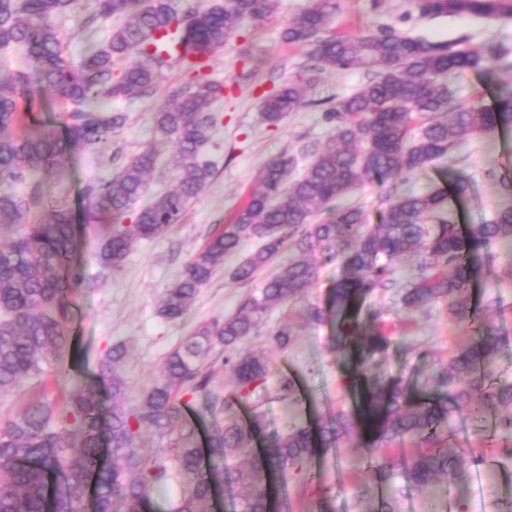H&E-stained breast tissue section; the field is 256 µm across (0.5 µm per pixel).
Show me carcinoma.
Segmentation results:
<instances>
[{
    "mask_svg": "<svg viewBox=\"0 0 512 512\" xmlns=\"http://www.w3.org/2000/svg\"><path fill=\"white\" fill-rule=\"evenodd\" d=\"M279 0H97L102 19L122 18L110 39L93 45L84 61L65 56L56 16L76 10L81 0H0V48L20 47L36 67L33 72L0 68V229L18 231L0 238V405L31 380L46 382L48 372L70 375L65 357L72 343L67 325L68 294L84 279L75 259L77 226L72 215L54 209L27 223L41 201L44 175L58 160L77 151L104 146L126 123V113L112 102H136L157 90L164 70L174 62L201 66L224 47L247 20L277 10ZM336 0H310L282 32L288 44L310 47L321 69L363 68L374 79L354 94L341 97L325 113L334 124L331 143L310 152L303 171L281 155L266 162L250 187L246 202L231 223L211 236L183 265L166 289L159 314L170 320L186 316L200 289L224 268L245 238L261 247L234 268L232 277L248 280L278 255L294 251L301 258L282 263L236 313L196 328L166 357L161 375L135 402L118 375L126 350L112 345L100 364L109 384L110 405L101 411L99 386L76 383L66 403L49 398L0 413V512H147L152 493L176 485L178 496L167 512H214V488L224 459L240 457L233 481L241 488L236 512H271L270 482L289 467L303 469L314 449L333 448L349 430L338 416L318 430L297 428L255 450L260 414L239 419L235 405L250 399L266 382L269 359L241 352L236 344L257 333L266 314L300 300L316 276L310 260L319 250L342 261L349 275L336 281L329 308L309 306L315 322L336 316L340 350L363 341L379 350L387 337L363 332L362 302L378 288L395 285L392 263L401 255L416 261L418 275L403 290L406 309L446 298L456 313L479 320L470 310V288L488 248L512 241V204L494 217L461 233L449 219L448 196L441 190L420 194L405 190L387 207L376 228L366 229L365 215L342 200L369 179L399 178L448 157L468 134L512 127V84L496 83L491 107L457 100L448 73L474 69L495 83L494 63L512 50L491 43L481 51L462 40L431 42L390 26L357 37L321 34L336 12ZM419 16L451 14L487 20L512 19L507 0H415ZM314 85L311 76L286 81L262 104V117L275 124L303 105ZM59 98L68 122L61 128L28 123L21 104L33 95ZM224 84L198 80L171 91L169 103L154 113L156 132L176 146L175 184L143 207L134 205L147 189L158 152L148 145L129 157L111 177L85 187L83 223L105 225L100 264L118 270L131 246L172 232L189 203L207 184L211 165L201 160L202 147L215 124L213 103ZM329 217L318 219L324 211ZM481 337L456 353L435 373L452 388L449 397L411 404L399 383L365 397L359 420L391 444L411 438L425 450L403 462L407 482L426 486L455 470L456 458L441 447V426L454 413L478 416L498 404L512 406V386L494 388L481 367L498 349L497 333L481 324ZM228 352L224 364L235 379L236 401H223L224 431L209 441L205 465L193 426L183 422L177 395L212 394L213 373L206 366L212 350ZM146 433L157 446L143 445ZM111 448L102 464V446ZM377 484L388 481L393 462L382 455L367 466Z\"/></svg>",
    "mask_w": 512,
    "mask_h": 512,
    "instance_id": "1",
    "label": "carcinoma"
}]
</instances>
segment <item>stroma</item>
Listing matches in <instances>:
<instances>
[{
  "label": "stroma",
  "instance_id": "1",
  "mask_svg": "<svg viewBox=\"0 0 512 512\" xmlns=\"http://www.w3.org/2000/svg\"><path fill=\"white\" fill-rule=\"evenodd\" d=\"M309 0H279L274 14L246 22L213 54L203 70L205 78L223 82L224 96L211 111L216 122L202 150L213 165V175L198 197L188 206L183 219L170 234L137 242L122 268L102 270L99 252L103 239L95 226L79 228L76 259L85 272L84 282L74 288L68 300V326L76 338V350L67 359L81 379L96 377L109 346L125 344L129 355L121 369L130 399L156 377L166 355L198 326L234 314L242 300L275 274L269 264L254 279L235 280L232 270L242 258L256 251L260 242L245 239L239 254L227 258L199 292L189 314L166 320L157 313L159 300L183 264L210 237L213 230L228 223L244 201L261 166L280 155L309 161L311 147L324 145L333 133L324 113L326 102L359 90L369 76L362 69L326 70L310 92L308 101L278 124L261 118L263 98L289 77L306 73L315 61L308 48L284 43L281 33L287 23L303 10ZM337 10L330 25L336 33L356 35L384 25L433 42L465 40L479 49L490 42L512 46V22H490L477 16L432 15L418 17L413 0H336ZM118 18H97L95 0H83L76 12L58 15L54 24L66 55L81 62L90 42L105 43ZM192 77L180 64L166 71L161 88L127 107L125 126L111 142L90 151L62 159L58 172L46 179V201L64 202L74 219H81L80 199L86 184L115 173L126 158L148 143H156L159 163L148 180L150 194H161L174 185L173 144L158 141L153 114L167 104L172 88L190 84ZM448 86L464 102L492 105L495 90L475 71L451 73ZM512 168V130L498 128L472 134L444 161L427 165L408 182L374 180L351 194L347 202L359 206L368 226L379 224L389 202L404 186L426 193L440 188L451 190L454 177L469 178L468 195L454 205L455 222L469 230L490 220L503 205L495 172ZM319 271L307 288L303 302L273 310L258 335L239 343L242 351H261L270 357V374L265 389L237 409L241 417L260 414L264 437H272L299 426L317 427L342 414L359 420L362 393L402 381L412 401L439 399L446 390L432 373L435 365L447 363L459 349L478 336L475 324L453 312L443 300L417 311L403 309L400 290H378L365 301V309L378 312L385 320L388 344L384 350L365 347L345 351L336 348L335 321H307L306 306H326L331 286L345 271L339 261L313 254ZM472 306L485 311V319L497 331L499 350L487 371L493 386L512 385V242L493 245L476 274L470 296ZM293 335L287 346H277L274 335L282 324ZM428 358H420V351ZM294 383L290 398H282L281 379ZM501 409H491L481 420L456 417L443 434L446 448L464 449L455 477L444 478L423 488L407 483L402 463L419 447L407 440L387 447L395 463L392 478L375 485L363 463L373 445L371 436L358 430L341 437L333 448L317 449L305 470L294 468L278 476L275 499L285 502L288 512H312L322 500H329L334 512H370L379 501H390L393 512H428L431 502L453 498L454 512H512V435L502 434L497 422ZM483 471L481 486L472 475Z\"/></svg>",
  "mask_w": 512,
  "mask_h": 512
}]
</instances>
